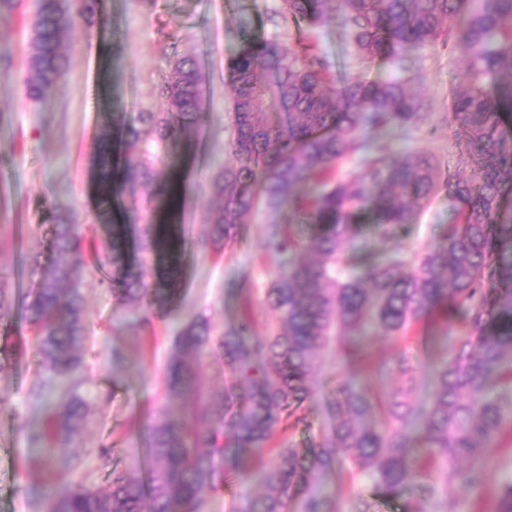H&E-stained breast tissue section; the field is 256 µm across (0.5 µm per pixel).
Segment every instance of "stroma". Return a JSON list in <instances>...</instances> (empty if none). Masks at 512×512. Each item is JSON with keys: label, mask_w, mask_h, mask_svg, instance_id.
<instances>
[{"label": "stroma", "mask_w": 512, "mask_h": 512, "mask_svg": "<svg viewBox=\"0 0 512 512\" xmlns=\"http://www.w3.org/2000/svg\"><path fill=\"white\" fill-rule=\"evenodd\" d=\"M280 7L281 0H97L95 11L78 20L74 37L63 43L68 59L65 76L48 98L38 102L28 97L24 83L25 21L34 0H24L10 21H0V57L11 60L8 70H0V189L6 193L0 204V269L13 273L14 288L24 293L38 285L51 256L52 219L59 213L85 229L91 250L111 240L114 224L127 213L143 222L180 225L184 235L174 250L161 255L175 266V279L166 280L154 268L148 272L151 287L172 290L174 297L170 313L156 318L151 331L137 333L128 327L123 305L113 301L96 274L86 275L85 316L91 340L80 391L90 411L75 455L111 442L119 460L123 443L144 446L147 426L163 406L174 319L203 317L220 331L235 323L248 303L257 330L279 321L267 305L266 291L283 267L266 249L267 227L288 224L305 239L311 226L302 216L285 211L248 214L243 239L225 252L200 250L193 243L211 232V212L222 203L212 182L232 164V100L226 79L229 62L240 48V29L279 40L291 51L299 48L295 30L276 16ZM314 40L334 63L338 78L398 75L384 62L361 63L339 20L316 29ZM176 55L195 64L205 117L194 142H170L157 165L161 178L175 187V199L149 200L123 182L120 162L138 154L140 147L128 141L121 119L130 112L158 110L155 86ZM418 73L407 86L429 101L426 124L379 130L371 137L375 148L388 155L429 154L437 165L436 179L444 185L454 177L469 176L477 166L451 110L453 92L467 82L466 64L459 51L440 45L421 54ZM102 138L111 141L117 160L112 182L118 196L106 209L99 204L95 160ZM454 217L448 192L442 188L418 223L401 232L396 249L415 262L433 242L437 225L453 223ZM466 332L465 321L455 315L438 324L424 341L372 334L359 343L378 361L406 359L422 376L449 358L456 337ZM29 334L24 322L15 324L10 341L24 349L12 371L0 377V512H41L35 501L50 493L49 477L71 476L66 457L47 462L40 454L41 411L29 397L38 358L26 344ZM349 375L347 368L333 362L316 368L319 388L306 401L307 420L295 434L300 447L320 441L331 425L322 409L323 386ZM106 392L112 399L103 407L98 398ZM483 468L487 482L464 493L447 490L434 476L391 490L362 478L344 480L338 472L328 482L336 488L338 512H350L359 497L367 499L374 512H418L431 503L439 504L442 512H472L476 507L495 512L497 484L512 477V448L490 449Z\"/></svg>", "instance_id": "stroma-1"}]
</instances>
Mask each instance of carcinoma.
<instances>
[{
	"instance_id": "obj_1",
	"label": "carcinoma",
	"mask_w": 512,
	"mask_h": 512,
	"mask_svg": "<svg viewBox=\"0 0 512 512\" xmlns=\"http://www.w3.org/2000/svg\"><path fill=\"white\" fill-rule=\"evenodd\" d=\"M280 16L299 33L300 51L275 40L243 34L228 66L234 132L229 151L235 165L213 182L224 206L211 216L212 237L202 241L231 248L243 236L244 217L266 211L305 212L314 234L307 242L287 224H272L266 248L291 254L267 292L283 325L264 335L250 309L236 325L213 333L194 318L173 329L164 399L149 427L147 448H129L126 464L146 471L133 478L112 469L109 488L82 479L63 481L46 501V512H205V492L230 484L256 483L262 492L236 496L229 512H336V490L324 477L344 469L393 488L436 469L451 488L465 492L484 481L475 467L499 443L505 414L512 415V137L503 113L512 112V0H283ZM338 19L360 57L387 60L409 72L414 57L439 43L452 44L468 60V86L454 94L452 112L465 126L469 153L480 160L467 177L450 185L459 222L440 225L433 245L407 269L398 251L369 263L357 225L369 222L393 240L415 223L433 197L435 164L425 153L388 160L371 154L370 132L407 128L424 121L427 105L407 93L404 82L350 79L336 82L332 64L304 41L317 26ZM74 29L69 0H37L28 44L26 83L34 99L49 96L66 60L64 36ZM200 75L178 57L156 86V112L130 114L131 140L151 138L123 161L124 180L148 196L164 192L155 165L168 141L192 139L204 115ZM283 119L264 118L269 103ZM104 207L112 203L114 155L99 144ZM363 154L364 170L338 177L336 165ZM317 182L306 197L296 193L305 174ZM81 227L59 215L51 241V267L23 296L0 273V325L22 318L41 357L30 395L43 405L48 428L43 458L74 447L88 404L79 392L85 378L88 327L83 286L88 267L112 285V297L135 305L127 325L152 323L165 300L146 281V260L125 264L116 243L85 260ZM138 251L159 253L156 228H139ZM317 251L322 260L301 257ZM463 312L468 334L423 385L409 367L405 383L375 390L364 375L382 377L352 342L368 331L407 339L425 337L448 309ZM332 355L355 368L339 389L324 388V412L336 425L311 448L291 435L306 415L315 363ZM224 362V387L207 390L197 378L205 360ZM496 512H512V478L498 487Z\"/></svg>"
}]
</instances>
